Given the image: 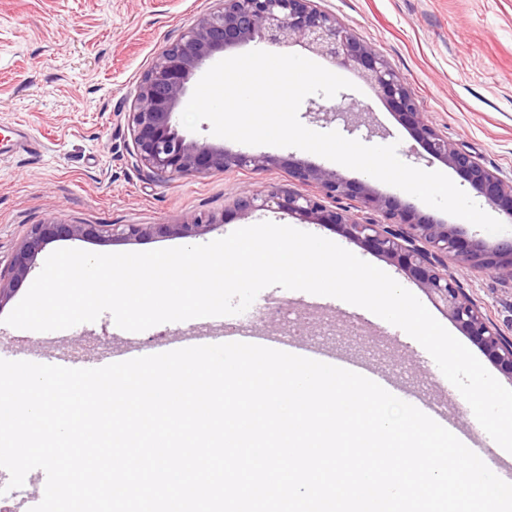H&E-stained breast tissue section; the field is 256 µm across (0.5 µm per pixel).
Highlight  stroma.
<instances>
[{"label": "stroma", "instance_id": "1", "mask_svg": "<svg viewBox=\"0 0 512 512\" xmlns=\"http://www.w3.org/2000/svg\"><path fill=\"white\" fill-rule=\"evenodd\" d=\"M382 56L412 91L420 112L449 142L512 182V0H315ZM216 0H0V130H22L24 145L0 155V270L6 269L32 225L180 224L199 215L220 217V225L200 236L208 243L236 229L263 221L288 225L329 239L383 269L411 291L505 387L512 374L437 306L418 278L350 240L333 227L301 220L278 209L240 215L233 208L244 188L287 186L288 172L273 168L214 171L172 180H152L128 162V114L138 82L156 56ZM354 96L369 106L371 123L386 136L352 134L364 144H396L406 164L440 171L467 189L448 165L417 147L409 130L384 99L366 85ZM263 154L293 158L338 170L348 179L369 182L380 195L396 197L434 220L455 225L467 239L489 246L512 239L489 234L471 223L427 206L416 197L368 178L367 174L293 148L266 146ZM183 238L152 237L115 242L108 238L70 239L46 245L34 268L65 247L95 253L143 252L183 245ZM465 293L512 337V278L494 270L451 265ZM33 282L20 280L0 302V359L43 349L44 333L16 329L3 319ZM257 300L269 309L301 312L292 330L256 309L224 318L163 323L124 335L110 313L92 323L56 331L61 351L78 359L108 358L113 349L132 347L143 354L164 352L173 336L209 334L234 337L241 329L257 335L291 336L303 349L363 364L391 380L394 396L422 407L439 394L444 376L429 353L401 328L339 299L277 286Z\"/></svg>", "mask_w": 512, "mask_h": 512}]
</instances>
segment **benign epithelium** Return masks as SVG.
I'll use <instances>...</instances> for the list:
<instances>
[{"label":"benign epithelium","instance_id":"7a95c632","mask_svg":"<svg viewBox=\"0 0 512 512\" xmlns=\"http://www.w3.org/2000/svg\"><path fill=\"white\" fill-rule=\"evenodd\" d=\"M256 40L278 48L299 46L334 67L353 71L360 81L381 93L432 157L460 173L487 205L502 210L507 222H512V185L443 138L419 111L410 89L387 61L334 15L317 8L313 0H218L212 12L163 49L143 74L128 113L131 166L161 180L214 170L287 169L296 187L243 190L234 199V207L244 215L275 207L318 224L342 227L347 238L367 243L379 255L412 271L448 316L495 357L502 369L512 373V339L485 317L448 269V261L454 260L504 271L512 278V241L494 247L481 239L467 241L454 225L421 215L333 170L247 151L232 153L179 135L174 115L197 69L217 53ZM362 111L361 103L342 92L332 106L309 100L305 115L320 121L331 113L353 132L357 126L352 113ZM307 186L317 192H307ZM351 199L359 202L357 214L343 205ZM328 202L335 204V209H328ZM374 213L384 216L387 223L374 219ZM216 224L214 216H195L182 224H34L7 271H0V302L54 240L110 237L128 242L154 235L194 239Z\"/></svg>","mask_w":512,"mask_h":512}]
</instances>
